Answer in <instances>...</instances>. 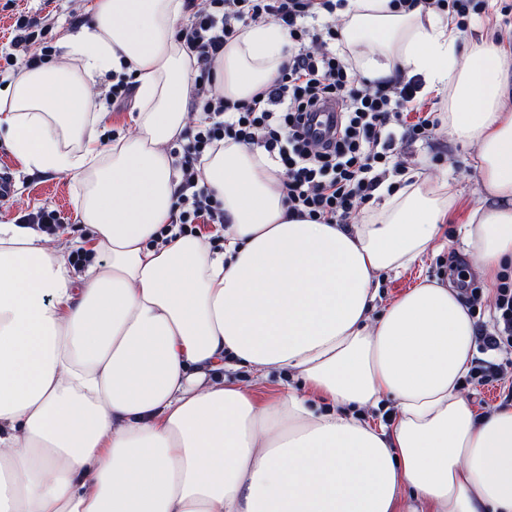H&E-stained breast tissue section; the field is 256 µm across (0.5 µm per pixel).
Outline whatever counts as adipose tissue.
<instances>
[{"instance_id":"obj_1","label":"adipose tissue","mask_w":512,"mask_h":512,"mask_svg":"<svg viewBox=\"0 0 512 512\" xmlns=\"http://www.w3.org/2000/svg\"><path fill=\"white\" fill-rule=\"evenodd\" d=\"M343 46L373 81L422 76L448 129L478 149L464 252L486 289L512 267V46L460 52L447 15L347 0ZM184 0H94L60 53L0 87V135L28 171L80 188V235L0 224V512H512V405L472 407L460 381L476 327L455 284L376 309L380 272L414 265L459 191L413 174L361 224L289 215L277 168L228 142L202 183L224 248L162 242L179 180L196 54ZM288 61L273 22L241 27L214 83L248 101ZM133 78L130 135L98 80ZM89 255L74 268V254ZM302 382L267 397L211 371ZM332 404L315 413L310 400ZM391 400L390 424L355 410Z\"/></svg>"}]
</instances>
